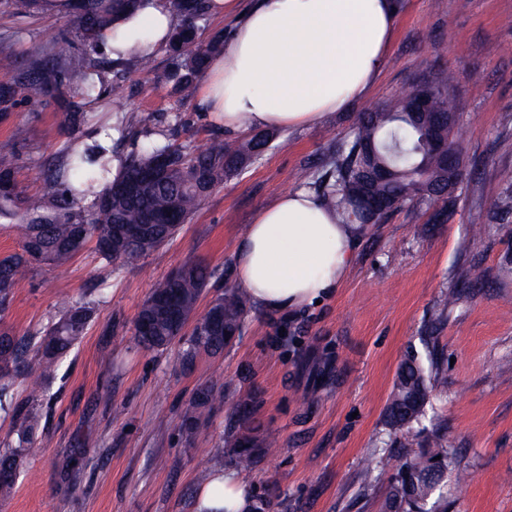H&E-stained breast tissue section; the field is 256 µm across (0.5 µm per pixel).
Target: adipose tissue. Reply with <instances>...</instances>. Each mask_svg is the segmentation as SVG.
<instances>
[{
  "mask_svg": "<svg viewBox=\"0 0 512 512\" xmlns=\"http://www.w3.org/2000/svg\"><path fill=\"white\" fill-rule=\"evenodd\" d=\"M234 19L223 55L198 88L212 124L244 134L318 125L370 91L382 72L397 0H210ZM177 23L166 0H145L101 44L113 59L165 45ZM358 227L341 224L313 191L277 197L255 216L236 254V287L253 305L282 313L331 297L352 262ZM252 491L235 470L216 473L197 502L202 512H248Z\"/></svg>",
  "mask_w": 512,
  "mask_h": 512,
  "instance_id": "1",
  "label": "adipose tissue"
}]
</instances>
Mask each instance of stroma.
Returning <instances> with one entry per match:
<instances>
[{
	"label": "stroma",
	"mask_w": 512,
	"mask_h": 512,
	"mask_svg": "<svg viewBox=\"0 0 512 512\" xmlns=\"http://www.w3.org/2000/svg\"><path fill=\"white\" fill-rule=\"evenodd\" d=\"M402 3L384 68L350 111L281 130L264 156L226 177L171 242L137 265L108 264L90 243L66 266H34L19 284L0 319L16 335L77 301L93 303L96 314L42 382L26 470L0 492V512H195L203 476L228 465L235 407L250 399L253 421L276 442L249 478L270 512H383L395 471L371 470L370 461L400 453L384 407L410 346L436 361L442 382L422 424L445 432L456 450L448 512H512V277L502 271L512 260V221L473 234L512 186V0ZM73 32L62 0L33 16L0 11V84ZM442 70L453 75L468 173L447 222L409 206L370 225L332 297L294 313L248 307L240 336L220 355L199 353L191 367L181 362L187 340L159 351L135 345L134 319L158 283L184 263H203L212 273L197 307L205 313L234 287L236 248L257 212L298 189L300 169L322 167L356 113ZM119 71L118 92L89 106V127L135 129L151 112L165 142L202 149L217 135L196 99L177 90L167 49ZM57 113L53 100L30 98L0 119V155L14 156L26 194L44 193L41 165L67 140ZM451 291L457 301L444 306ZM205 385L220 393L190 445L181 415Z\"/></svg>",
	"instance_id": "stroma-1"
}]
</instances>
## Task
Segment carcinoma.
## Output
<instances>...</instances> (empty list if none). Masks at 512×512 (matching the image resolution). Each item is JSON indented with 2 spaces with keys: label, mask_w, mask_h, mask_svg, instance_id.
I'll list each match as a JSON object with an SVG mask.
<instances>
[{
  "label": "carcinoma",
  "mask_w": 512,
  "mask_h": 512,
  "mask_svg": "<svg viewBox=\"0 0 512 512\" xmlns=\"http://www.w3.org/2000/svg\"><path fill=\"white\" fill-rule=\"evenodd\" d=\"M41 0H0L14 15L32 16ZM180 17L168 47L172 77L186 98L194 95L208 60L224 48V36L200 39L197 22L208 14V0H168ZM142 0H73L75 37L63 36L44 53L25 60L12 84L0 87V116L6 117L21 95L51 98L59 105L60 125L69 140L42 171L46 192L28 195L14 178L13 159L0 156V214L21 215L20 250L0 257V319L8 311L17 285L33 265L61 267L90 240L105 260L123 266L171 241L209 193L224 180L260 158L276 138L273 130L245 139H212L200 152H187L171 145L144 143L113 164L112 150L80 142L78 133L86 113L69 100L72 85L89 101L107 93L105 61L95 57L100 34L114 27L124 14L134 13ZM453 78L448 73L427 81L432 94L429 114L414 125L409 97L405 96L379 112L356 115L350 134L327 148L322 169L304 168L298 181L315 191L348 223L363 193L393 199L396 205L363 219L379 224L407 203L439 207L443 216L452 214L456 194L448 192V171L426 146L427 125L448 140V146L463 155L457 117L448 93ZM140 179L131 194L125 186ZM512 218V186L493 207L490 221ZM126 224L149 226L147 233L131 238ZM208 271L197 262L179 267L152 289L134 323V339L147 350H160L181 339L182 328L194 315L207 285ZM246 302L233 288L214 299L193 330L184 361L193 362L201 351L218 355L241 332ZM94 307L76 302L34 335L17 336L0 328V395L18 378L34 371L43 377L54 373L60 359L81 339L93 321ZM36 344L37 366L28 358ZM438 387L437 373L425 365L414 350L401 360L384 408L389 429L401 438L404 460L390 484L385 512H448L444 489L448 471L455 465L444 434L417 429L425 408ZM214 388L202 386L185 409L181 427L186 441L196 440L202 416L211 406ZM253 403L238 406V425L231 430L227 454L244 477L272 447L251 422ZM17 441L0 450V490L14 484L41 415L36 407L15 410Z\"/></svg>",
  "instance_id": "obj_1"
}]
</instances>
